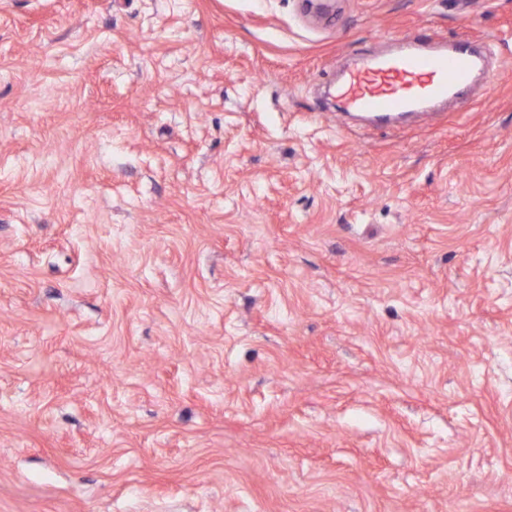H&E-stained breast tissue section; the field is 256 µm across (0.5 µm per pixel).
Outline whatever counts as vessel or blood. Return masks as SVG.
I'll return each instance as SVG.
<instances>
[{
  "mask_svg": "<svg viewBox=\"0 0 512 512\" xmlns=\"http://www.w3.org/2000/svg\"><path fill=\"white\" fill-rule=\"evenodd\" d=\"M395 43L362 57L337 85L343 114L365 115L377 129L414 112L434 115L438 104L462 99L483 66L465 37L403 34Z\"/></svg>",
  "mask_w": 512,
  "mask_h": 512,
  "instance_id": "1",
  "label": "vessel or blood"
}]
</instances>
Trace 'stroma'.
Wrapping results in <instances>:
<instances>
[{"label": "stroma", "instance_id": "35a3bbf8", "mask_svg": "<svg viewBox=\"0 0 512 512\" xmlns=\"http://www.w3.org/2000/svg\"><path fill=\"white\" fill-rule=\"evenodd\" d=\"M0 512H512V0H0ZM396 50L378 49L362 57L336 86L342 112L369 117L376 129L393 127L409 113L436 116L438 104L459 100L483 62L466 37L438 34L391 36Z\"/></svg>", "mask_w": 512, "mask_h": 512}]
</instances>
